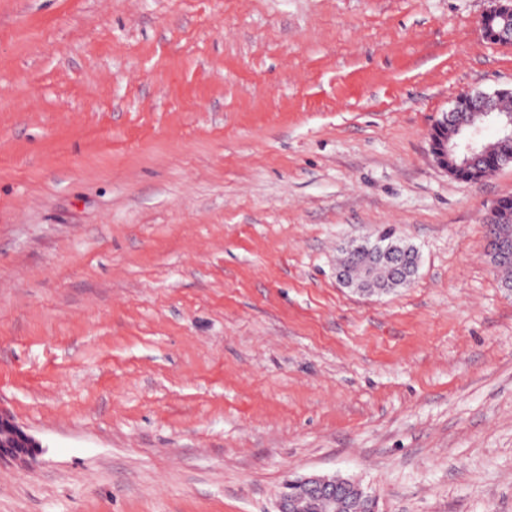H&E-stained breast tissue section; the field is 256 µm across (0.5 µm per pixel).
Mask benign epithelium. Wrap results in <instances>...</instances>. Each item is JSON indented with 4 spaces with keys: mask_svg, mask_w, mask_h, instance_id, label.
Segmentation results:
<instances>
[{
    "mask_svg": "<svg viewBox=\"0 0 512 512\" xmlns=\"http://www.w3.org/2000/svg\"><path fill=\"white\" fill-rule=\"evenodd\" d=\"M485 16L496 17L501 20V24L497 32L482 29L484 36L494 42L511 43L512 0H494V6L485 13ZM504 96H512V90L478 97L477 102L486 120L491 121L495 118V114L499 112L496 101ZM471 101L472 98L468 96L458 98L457 107L443 113L430 132L431 154L434 161L456 177L460 175L462 168L457 158L464 157L470 162L484 155L483 142L476 135V131H467L464 137L455 139L452 144L446 136L450 126L461 130L462 121L457 114L461 106ZM40 448L39 441L10 417L0 413V462L10 459L26 463L37 456ZM371 498L373 495L347 478L313 474L286 481L277 501L276 512H297L298 505L307 499L317 503L321 512H357L356 502Z\"/></svg>",
    "mask_w": 512,
    "mask_h": 512,
    "instance_id": "7a95c632",
    "label": "benign epithelium"
}]
</instances>
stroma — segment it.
<instances>
[{"label": "stroma", "instance_id": "35a3bbf8", "mask_svg": "<svg viewBox=\"0 0 512 512\" xmlns=\"http://www.w3.org/2000/svg\"><path fill=\"white\" fill-rule=\"evenodd\" d=\"M490 0H0V512H512V288L429 132ZM394 226L381 296L336 279ZM387 245L398 247V269L388 268L376 262L379 248H385ZM395 252V247H387L380 250V258L386 263L394 264ZM418 262V252L414 247L405 244L393 228L387 227L379 230L374 237H363L352 242L345 250L337 268H347L357 275L372 272L371 284L376 292L382 293L410 284L416 274ZM41 444L10 417L0 413V464L5 459L27 463L39 453ZM317 503L321 512H360L357 501L373 499L371 512H376L375 496L365 492L355 482L340 476L309 475L288 479L277 501L276 512H298L304 500Z\"/></svg>", "mask_w": 512, "mask_h": 512}]
</instances>
